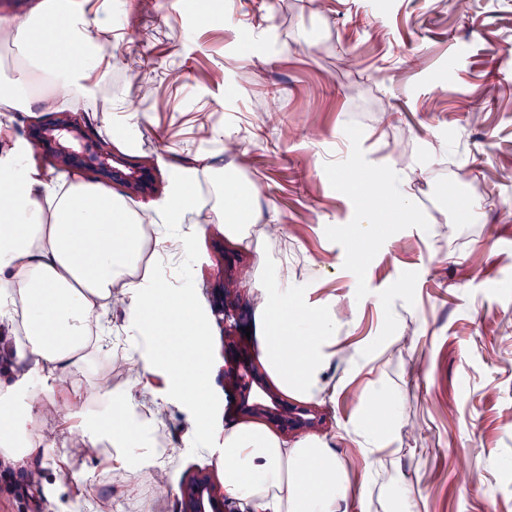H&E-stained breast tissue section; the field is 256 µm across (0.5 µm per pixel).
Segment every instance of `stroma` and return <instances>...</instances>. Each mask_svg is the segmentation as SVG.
<instances>
[{
    "instance_id": "obj_1",
    "label": "stroma",
    "mask_w": 512,
    "mask_h": 512,
    "mask_svg": "<svg viewBox=\"0 0 512 512\" xmlns=\"http://www.w3.org/2000/svg\"><path fill=\"white\" fill-rule=\"evenodd\" d=\"M107 18L104 52L84 96L111 99L86 112L97 140L150 158L158 185L127 204L156 210L172 183L192 176L207 203L223 172L224 138L246 154V174L288 239L296 287L346 320L336 338L320 428L360 485L380 472L367 503L349 512H512V0H67ZM138 68L140 86L125 79ZM178 81H170V74ZM363 154L380 172L406 170L422 217L386 224L349 267L344 230L362 211L354 171ZM472 202L468 214L449 195ZM197 226L184 285L213 317L215 250L222 229ZM209 427L220 447L231 426L222 332L207 352ZM386 381L408 428L364 454L351 438L360 397ZM176 462L70 443L19 464L56 486L46 512H134V497L185 474L217 475L198 448L197 412L169 399Z\"/></svg>"
}]
</instances>
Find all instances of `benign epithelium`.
I'll list each match as a JSON object with an SVG mask.
<instances>
[{
	"instance_id": "obj_1",
	"label": "benign epithelium",
	"mask_w": 512,
	"mask_h": 512,
	"mask_svg": "<svg viewBox=\"0 0 512 512\" xmlns=\"http://www.w3.org/2000/svg\"><path fill=\"white\" fill-rule=\"evenodd\" d=\"M92 137L91 128L75 112H57L50 121H40L34 125L28 135L32 146L46 153L57 170L69 171L83 165L92 173L93 179L111 181L121 186L127 194L146 196L157 191L149 173V161L145 159L132 162L101 144L95 162H85L79 148L82 147V140ZM217 256L215 277L222 293L221 312L224 313L218 324L224 326V344L236 345L243 340L240 329L244 325L245 310L238 285L247 260L241 257L235 268L226 270L224 250H218ZM224 386L239 395V415L262 420L286 436L317 430L321 426L322 413L319 408L313 405L298 406L288 401L285 395L268 383L259 364L224 370ZM178 490L184 512H228V498L223 487L208 475H188L181 480Z\"/></svg>"
}]
</instances>
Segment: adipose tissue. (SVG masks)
<instances>
[{
	"mask_svg": "<svg viewBox=\"0 0 512 512\" xmlns=\"http://www.w3.org/2000/svg\"><path fill=\"white\" fill-rule=\"evenodd\" d=\"M98 19L70 12L55 14L47 4L23 16L0 18V39L18 52L13 90L0 96V112L31 107L26 79L34 70L49 80L56 100L70 99L82 77L97 60L91 53ZM40 39H33V32ZM68 40H60V33ZM228 162L218 180L220 204L211 208L212 223L223 225L225 237L240 246H264L282 229L264 215L257 186L235 177L245 154L236 139L225 138ZM192 182L173 183L167 200L152 215L128 210L122 200L102 187L45 182L29 145L18 142L0 151V323L12 327L14 360L31 363V373L0 384V452L26 456L39 445H52L51 435H32L23 418H61L75 422L81 441L108 440L116 448H137L149 454L141 433L133 395L117 399L110 417L76 416L71 405L55 397L72 385L80 365L78 354L96 339V351L109 346L103 322L105 305L121 297L133 323L151 317L153 337L133 348L142 373L165 367L170 388L184 402L196 401L204 369L187 374L184 357L157 353L154 336L181 337L186 347L203 349L210 336L188 289L159 277L140 281L136 273L144 252L143 223L180 226L186 209L199 206ZM416 224L419 208L398 174L387 185L369 190L353 240H370L381 225L395 221ZM261 225L257 239L247 227ZM256 312L260 321V360L272 383L297 399L317 400L326 370L336 355L335 314L313 309L305 291L293 287L287 262L259 266L254 277ZM365 399L352 438L364 451H374L380 438L395 435L401 406L393 389L378 385ZM216 463L224 492L253 512H348L350 484L346 465L329 442L317 434L283 439L257 423L224 431Z\"/></svg>",
	"mask_w": 512,
	"mask_h": 512,
	"instance_id": "ef3b65f1",
	"label": "adipose tissue"
}]
</instances>
